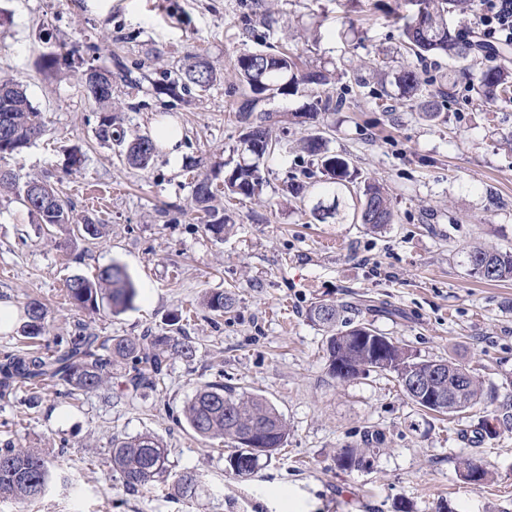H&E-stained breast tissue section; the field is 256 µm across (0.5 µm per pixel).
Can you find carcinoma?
I'll use <instances>...</instances> for the list:
<instances>
[{"label": "carcinoma", "mask_w": 512, "mask_h": 512, "mask_svg": "<svg viewBox=\"0 0 512 512\" xmlns=\"http://www.w3.org/2000/svg\"><path fill=\"white\" fill-rule=\"evenodd\" d=\"M413 12L400 17L403 21L402 36L406 51L416 62L430 58L446 57L456 69L431 80L434 89L426 88L415 62L405 61L392 70V81L399 94L408 100H419L425 117L433 122L444 119L442 108L451 97L456 83L455 74H466L469 68L480 67L478 93L487 104L504 98L512 102V54L508 48L491 45L477 39L475 31L464 34L448 27V8L464 11L470 0H408ZM236 73L243 87L242 99L236 109L239 122L244 125L236 163L224 172V192L245 198L258 196L263 191L260 165L274 151L267 123L268 113L254 121L253 112L259 101L276 95H288L302 86H326L332 82V73L326 69L302 71L296 57L286 51L266 53L246 51L236 63ZM220 77L207 57L194 54L176 70L163 73L161 81L152 82L157 94L168 96L189 95L194 91L206 92ZM151 82L149 75L132 78L130 69L120 60L114 68L95 67L80 75L82 87L104 111H112V96L118 85L142 87ZM345 98L328 95L314 96L308 115L314 118L320 112L336 111L343 107ZM10 128V136L0 138V154H11L35 142L43 134L40 112L32 105L26 92L13 81H0V126ZM104 142L115 141L125 145V160L133 168L143 169L154 159L156 143L150 135H139L126 141L125 133L114 127L112 117H104L99 132ZM306 152L314 157L317 165L328 177L325 195L332 197V205L325 207L317 202L312 214L317 220L339 213L344 196L353 192V221L372 229L392 223L393 212L389 198L380 185L365 181L355 185L356 177L350 172L348 159L332 154L320 134L310 136L304 144ZM50 185L44 179L31 178L20 182L12 171L0 170V189L15 192L28 212L38 223L50 228L74 225L72 232L88 239H98L106 233L105 225L88 218L74 216L68 203L53 193V202L45 206L31 192ZM194 207L204 213V229L216 236L224 234L228 218L211 205L214 199L211 179L207 176L195 180L192 190ZM472 273L484 282L512 280V252H502L481 246L468 253ZM69 301L77 308L97 312L100 301L107 300L113 309L133 307L138 296L133 280L122 266L112 264L99 270L93 278L77 275L67 284ZM235 299L230 292H212L204 299L206 308L217 316L232 311ZM25 317L21 333L35 339L45 332L47 309L38 299H30L23 306ZM341 310L334 304L321 303L308 310V319L327 330L326 356L331 374H336V364L346 369L345 381L370 372L373 365L372 347L357 341L358 336H377L379 332L367 323L344 325L336 331ZM57 349L44 354L38 348L7 351L0 358V395H9L20 385L29 389L28 405L38 403L44 381L56 378L70 386L69 394H87L100 389L112 378V368L128 367V384L133 392L154 387L168 362L176 357L191 361L197 349L186 336H96L85 332L78 324L68 336L55 337ZM387 359L391 369L384 374L400 380V371L410 364L425 371L428 361L423 360L397 341H392ZM443 363V378L430 379L442 391L445 403L428 407L420 402L415 405L422 411L438 415H457L480 404L483 388L472 371L450 359ZM184 418L192 431L201 438H224L234 443L235 452L230 466L237 476L249 475L258 466L259 457L248 448L249 436L260 433L268 451L284 447L288 427L277 409L261 395H247L222 382H207L195 390L183 410ZM508 413H490L479 417L478 441L491 439L498 434V425L508 421ZM372 448H343L336 457L342 468L365 467L370 464ZM112 470L120 474L130 492H138L156 478L168 472V454L162 440L144 433L135 437H114L110 448ZM465 480L483 482L488 471L471 459L461 462ZM52 476L51 462L36 448H18L7 442L0 447V500L31 503L42 498ZM201 483L200 475L183 472L176 476L174 489L183 499H191Z\"/></svg>", "instance_id": "obj_1"}]
</instances>
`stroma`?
<instances>
[{"instance_id":"1","label":"stroma","mask_w":512,"mask_h":512,"mask_svg":"<svg viewBox=\"0 0 512 512\" xmlns=\"http://www.w3.org/2000/svg\"><path fill=\"white\" fill-rule=\"evenodd\" d=\"M411 11L406 0H0V79L21 82L44 122L34 144L0 155V169L48 178L77 217L107 227L98 240L64 230L50 237L14 193H0V301L19 309L40 299L51 337L79 324L99 336L163 335L177 314L197 348L138 395L117 368L76 401L60 382L46 385L34 409L25 390L0 397V444L41 449L55 473L44 497L0 500V512H512V429L476 445L465 436L475 413L425 414L389 375L337 381L326 334L307 317L318 302L345 306V319L371 323L420 358L449 357L478 373L483 409L512 397V280L485 284L467 261L475 246L512 250V102L479 106L463 76L442 123L422 120L399 94L378 101L376 71L404 60L396 17ZM262 13L272 26L255 25ZM63 43L80 46L78 59L42 71L43 54ZM284 45L302 67L333 72L327 90L347 103L314 120L304 114L307 89L258 103L257 115L282 118L260 165L264 191L253 199L218 192L232 228L214 237L192 209V188L238 159L237 59ZM198 53L221 75L209 92L173 98L125 87L115 97L127 138L165 124L182 133L178 159L161 150L148 168L129 167L116 144L98 138L103 112L75 71L118 56L160 72ZM353 69L368 89L356 86ZM319 130L359 179L384 187L392 224L353 223L348 200L318 221L284 193L286 177L305 170L306 196L319 199L324 176L302 148ZM114 263L138 289L134 306L74 308L67 279ZM217 291L235 297L220 319L202 303ZM371 300L390 313L368 311ZM216 380L266 396L288 426L284 448L246 476L232 472L230 444L201 440L182 415L196 387ZM147 432L167 448L169 473L131 493L107 462L110 441ZM376 432L383 440L369 467L337 466L339 449L365 447ZM465 459L490 479L464 480ZM186 471L202 476L189 501L173 488Z\"/></svg>"}]
</instances>
